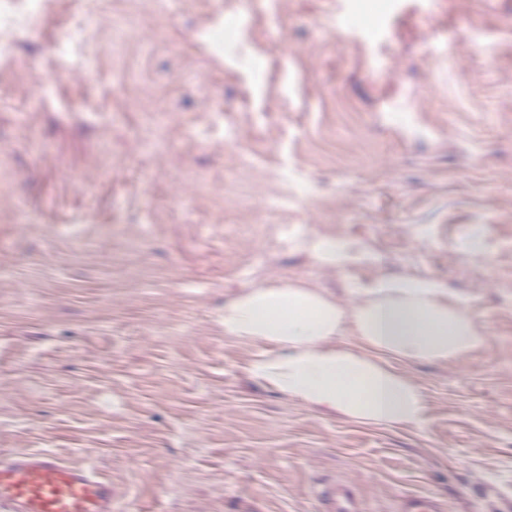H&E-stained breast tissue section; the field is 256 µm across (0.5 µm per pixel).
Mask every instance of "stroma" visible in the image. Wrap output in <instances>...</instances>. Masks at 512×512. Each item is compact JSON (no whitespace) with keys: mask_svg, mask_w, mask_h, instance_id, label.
Returning <instances> with one entry per match:
<instances>
[{"mask_svg":"<svg viewBox=\"0 0 512 512\" xmlns=\"http://www.w3.org/2000/svg\"><path fill=\"white\" fill-rule=\"evenodd\" d=\"M262 46L274 74L246 61ZM383 274L436 280L487 336L396 361L423 424L320 413L224 336L247 285L345 301ZM43 449L119 512H319L337 480L364 512H512V0H158L132 21L45 0L0 65V457ZM316 251L320 262L328 266L341 265L348 257L344 246L336 244L333 240L323 241L317 246ZM396 512H444L440 505L427 496L406 495L399 501Z\"/></svg>","mask_w":512,"mask_h":512,"instance_id":"stroma-1","label":"stroma"}]
</instances>
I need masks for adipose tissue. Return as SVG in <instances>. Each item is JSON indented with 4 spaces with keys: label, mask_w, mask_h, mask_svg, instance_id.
Segmentation results:
<instances>
[{
    "label": "adipose tissue",
    "mask_w": 512,
    "mask_h": 512,
    "mask_svg": "<svg viewBox=\"0 0 512 512\" xmlns=\"http://www.w3.org/2000/svg\"><path fill=\"white\" fill-rule=\"evenodd\" d=\"M339 301L302 280L265 281L224 304V336L256 345L248 376L323 413L386 426L420 423L421 390L391 358L445 362L486 342L470 313L435 280L380 276ZM357 336L351 349L338 337Z\"/></svg>",
    "instance_id": "ef3b65f1"
}]
</instances>
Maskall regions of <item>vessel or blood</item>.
Returning <instances> with one entry per match:
<instances>
[{
    "instance_id": "obj_1",
    "label": "vessel or blood",
    "mask_w": 512,
    "mask_h": 512,
    "mask_svg": "<svg viewBox=\"0 0 512 512\" xmlns=\"http://www.w3.org/2000/svg\"><path fill=\"white\" fill-rule=\"evenodd\" d=\"M323 512H362L349 482L319 492ZM110 481L86 467H74L41 451H21L0 459V512H114ZM396 512H443L426 496L406 495Z\"/></svg>"
}]
</instances>
